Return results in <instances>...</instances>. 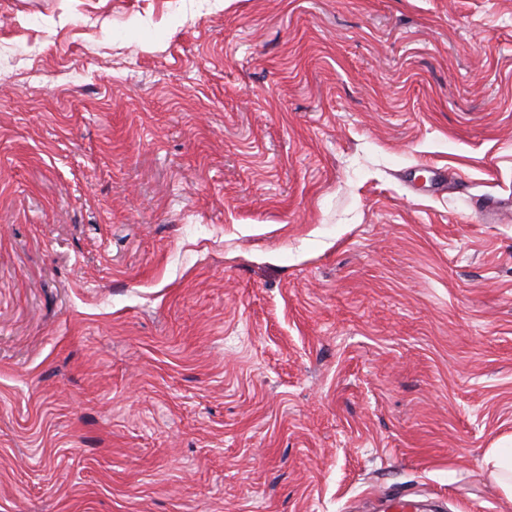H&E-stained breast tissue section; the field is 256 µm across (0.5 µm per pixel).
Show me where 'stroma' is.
I'll return each instance as SVG.
<instances>
[{
	"label": "stroma",
	"instance_id": "1",
	"mask_svg": "<svg viewBox=\"0 0 512 512\" xmlns=\"http://www.w3.org/2000/svg\"><path fill=\"white\" fill-rule=\"evenodd\" d=\"M508 196L512 0H0V512H512ZM512 212V198L492 199L483 202L477 210L478 218L483 224H495ZM481 467L501 486L506 498L512 501V439L490 448L481 461Z\"/></svg>",
	"mask_w": 512,
	"mask_h": 512
}]
</instances>
